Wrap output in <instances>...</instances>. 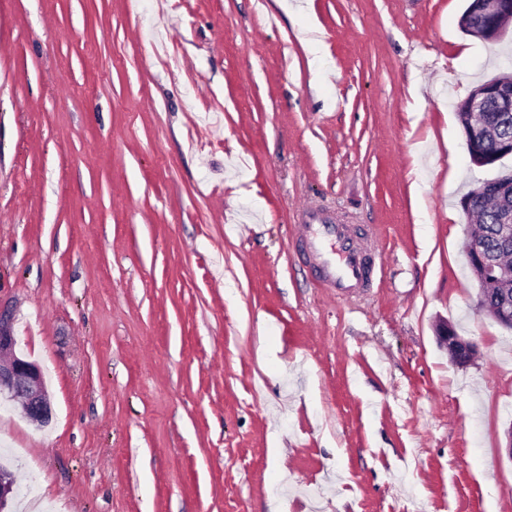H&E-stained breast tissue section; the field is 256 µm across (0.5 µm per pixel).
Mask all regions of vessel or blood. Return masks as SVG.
<instances>
[{"instance_id":"b4317fda","label":"vessel or blood","mask_w":512,"mask_h":512,"mask_svg":"<svg viewBox=\"0 0 512 512\" xmlns=\"http://www.w3.org/2000/svg\"><path fill=\"white\" fill-rule=\"evenodd\" d=\"M301 235L319 259V275L336 293L371 287L375 263L361 251L347 225L332 223L318 209L309 208L304 212Z\"/></svg>"}]
</instances>
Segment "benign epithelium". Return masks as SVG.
Segmentation results:
<instances>
[{
	"label": "benign epithelium",
	"instance_id": "7a95c632",
	"mask_svg": "<svg viewBox=\"0 0 512 512\" xmlns=\"http://www.w3.org/2000/svg\"><path fill=\"white\" fill-rule=\"evenodd\" d=\"M479 14L482 15V21L468 28V31L488 40L499 39L506 33L502 18L512 16V0H491L482 7ZM490 103L500 112H512V75H500L484 82L471 92L465 102V110L480 119V122L469 127L466 138L467 148L477 166L484 165L478 156L477 144L493 133L491 127L481 121ZM499 224L502 249L506 251L512 246V208L501 209ZM466 260L481 282L499 280L503 276L504 268L488 258L478 240L471 243ZM475 308L500 325L512 329V300L509 299L508 291L500 292L493 305L489 304L487 293L479 292ZM10 321V313L0 310V397L19 403L32 423L43 425L51 417V406L42 387V372L37 364L16 356ZM436 335L439 345L448 352L449 360L458 366L470 364L478 352V343L460 336L448 322L436 326ZM15 494L16 484L10 472L1 473L0 503H8Z\"/></svg>",
	"mask_w": 512,
	"mask_h": 512
}]
</instances>
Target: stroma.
Wrapping results in <instances>:
<instances>
[{
  "label": "stroma",
  "instance_id": "35a3bbf8",
  "mask_svg": "<svg viewBox=\"0 0 512 512\" xmlns=\"http://www.w3.org/2000/svg\"><path fill=\"white\" fill-rule=\"evenodd\" d=\"M470 0H0L16 512H512V331L475 308ZM363 234L331 294L297 211ZM451 321L479 351L452 364ZM10 321V313L0 310V397L18 402L32 423L43 425L51 417V406L42 372L37 364L16 356Z\"/></svg>",
  "mask_w": 512,
  "mask_h": 512
}]
</instances>
